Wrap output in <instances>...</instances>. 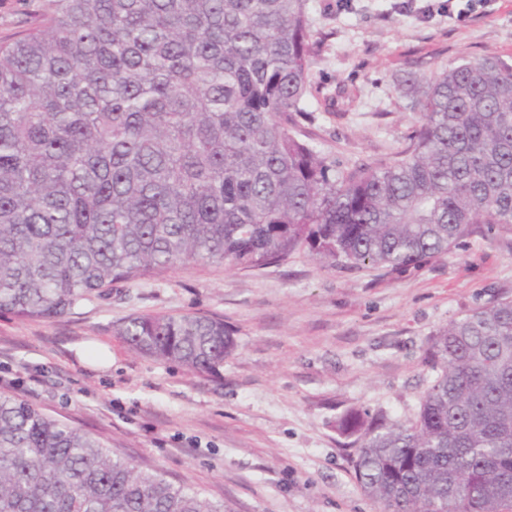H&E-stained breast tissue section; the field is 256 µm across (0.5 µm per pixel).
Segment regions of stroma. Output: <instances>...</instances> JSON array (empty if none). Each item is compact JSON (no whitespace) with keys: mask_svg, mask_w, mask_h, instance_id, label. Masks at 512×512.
Here are the masks:
<instances>
[{"mask_svg":"<svg viewBox=\"0 0 512 512\" xmlns=\"http://www.w3.org/2000/svg\"><path fill=\"white\" fill-rule=\"evenodd\" d=\"M47 0H0V40L39 22ZM314 0L313 97L296 130L346 163L388 161L416 116L407 73L512 58V0ZM512 297V225L473 234L447 258L403 273L323 266L307 252L239 270L178 266L93 296L54 320L0 314V392L108 439L144 469L224 512H379L358 487L349 410L412 419L434 374L430 336ZM202 312L237 343L219 375L137 354L125 319Z\"/></svg>","mask_w":512,"mask_h":512,"instance_id":"obj_1","label":"stroma"}]
</instances>
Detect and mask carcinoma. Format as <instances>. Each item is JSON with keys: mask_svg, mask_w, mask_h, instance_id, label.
I'll use <instances>...</instances> for the list:
<instances>
[{"mask_svg": "<svg viewBox=\"0 0 512 512\" xmlns=\"http://www.w3.org/2000/svg\"><path fill=\"white\" fill-rule=\"evenodd\" d=\"M311 0H50L0 43V313L56 319L190 264L405 272L512 224V62L408 74L401 155L346 165L297 138ZM135 352L207 375L236 343L204 314L127 318ZM408 421L351 410L381 512H512V298L432 335ZM0 512H224L100 438L0 394Z\"/></svg>", "mask_w": 512, "mask_h": 512, "instance_id": "carcinoma-1", "label": "carcinoma"}]
</instances>
